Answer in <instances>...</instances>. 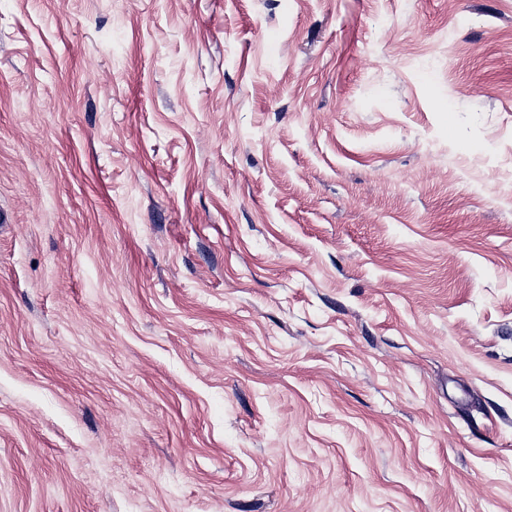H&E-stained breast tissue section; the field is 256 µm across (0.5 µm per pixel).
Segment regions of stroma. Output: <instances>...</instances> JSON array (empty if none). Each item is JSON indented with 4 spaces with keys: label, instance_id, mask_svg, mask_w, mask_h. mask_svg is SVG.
<instances>
[{
    "label": "stroma",
    "instance_id": "obj_1",
    "mask_svg": "<svg viewBox=\"0 0 512 512\" xmlns=\"http://www.w3.org/2000/svg\"><path fill=\"white\" fill-rule=\"evenodd\" d=\"M0 512H512V0H0Z\"/></svg>",
    "mask_w": 512,
    "mask_h": 512
}]
</instances>
